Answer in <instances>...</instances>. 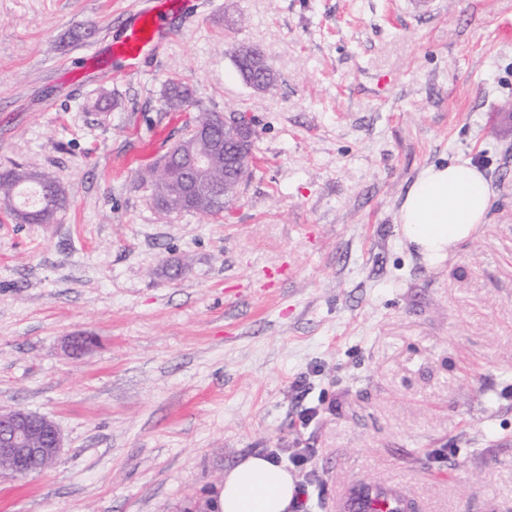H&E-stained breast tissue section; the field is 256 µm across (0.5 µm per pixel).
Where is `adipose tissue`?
I'll use <instances>...</instances> for the list:
<instances>
[{"label":"adipose tissue","mask_w":512,"mask_h":512,"mask_svg":"<svg viewBox=\"0 0 512 512\" xmlns=\"http://www.w3.org/2000/svg\"><path fill=\"white\" fill-rule=\"evenodd\" d=\"M492 203L491 186L470 159L429 165L402 200L400 236L429 264H440L449 251L475 238ZM216 496L218 512H294L300 499L288 469L258 455L225 470Z\"/></svg>","instance_id":"1"}]
</instances>
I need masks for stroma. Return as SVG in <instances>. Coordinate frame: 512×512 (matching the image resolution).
I'll use <instances>...</instances> for the list:
<instances>
[{
	"label": "stroma",
	"instance_id": "stroma-1",
	"mask_svg": "<svg viewBox=\"0 0 512 512\" xmlns=\"http://www.w3.org/2000/svg\"><path fill=\"white\" fill-rule=\"evenodd\" d=\"M138 74L106 57L135 0H0V170L65 189L53 224L0 210V408L52 418L44 472L0 512H208L247 455L303 449L314 512L354 479L419 512H512V0H204ZM259 45L269 93L232 50ZM253 118L217 217L137 189L188 130L168 80ZM493 205L436 266L398 232L430 164ZM68 336L92 350L67 356Z\"/></svg>",
	"mask_w": 512,
	"mask_h": 512
}]
</instances>
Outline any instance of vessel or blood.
I'll use <instances>...</instances> for the list:
<instances>
[{
	"label": "vessel or blood",
	"instance_id": "obj_1",
	"mask_svg": "<svg viewBox=\"0 0 512 512\" xmlns=\"http://www.w3.org/2000/svg\"><path fill=\"white\" fill-rule=\"evenodd\" d=\"M193 0H154L140 8L124 24L121 37L112 43L114 55L123 59L126 74L137 73L141 62L156 53L172 35L173 19H189ZM414 502L403 490L355 481L337 491L329 504L330 512H413Z\"/></svg>",
	"mask_w": 512,
	"mask_h": 512
}]
</instances>
